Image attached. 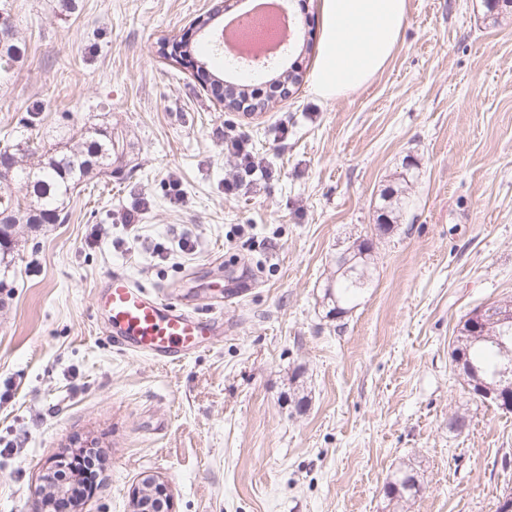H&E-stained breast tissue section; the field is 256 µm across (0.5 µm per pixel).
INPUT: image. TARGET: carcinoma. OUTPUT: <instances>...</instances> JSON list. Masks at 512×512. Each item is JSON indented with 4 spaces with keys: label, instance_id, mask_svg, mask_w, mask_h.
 Listing matches in <instances>:
<instances>
[{
    "label": "carcinoma",
    "instance_id": "carcinoma-1",
    "mask_svg": "<svg viewBox=\"0 0 512 512\" xmlns=\"http://www.w3.org/2000/svg\"><path fill=\"white\" fill-rule=\"evenodd\" d=\"M11 0H0V14L8 24L0 23V81L9 82L15 67L24 63L28 47L12 14ZM13 158H24L26 163L16 164L12 172H0V215L7 226L0 228V236L8 234L10 224H62L68 217L67 205L73 194L81 191L86 182L99 177L112 176V160L122 158L120 141L112 130L94 127L80 130L69 141L59 146L46 147L21 139L3 148ZM382 209L388 213L381 231L391 228L407 206L403 190H391L382 196ZM367 243L359 244L358 251L350 253L349 264L336 267L333 291L325 292L330 305L329 313L340 317L354 308V302L368 285L372 255H363ZM501 325L494 315L485 317L479 330L459 323L453 341L452 362L464 387L474 397L483 399V392L493 383L489 376L498 362L499 350L494 337ZM417 479L408 470H397L387 483L386 496L391 501L407 503L416 498Z\"/></svg>",
    "mask_w": 512,
    "mask_h": 512
}]
</instances>
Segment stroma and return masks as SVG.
<instances>
[{
    "mask_svg": "<svg viewBox=\"0 0 512 512\" xmlns=\"http://www.w3.org/2000/svg\"><path fill=\"white\" fill-rule=\"evenodd\" d=\"M248 3L14 0L28 57L0 86V148L107 126L125 156L71 197L66 223L8 233L0 512H32L46 467L91 441L107 467L77 512H129L148 473L172 512H397L385 485L405 466L423 486L410 512H495L512 492V412L472 398L451 361L461 318L512 297V7L408 0L388 64L325 100L308 81L322 0H292L304 79L247 115L162 47L207 44L190 21ZM228 135L248 139L260 173L237 175ZM389 187L411 206L382 234ZM362 240L372 283L329 317L336 256ZM115 272L201 312L227 284L250 288L225 297L222 335L168 362L107 335L97 293Z\"/></svg>",
    "mask_w": 512,
    "mask_h": 512,
    "instance_id": "obj_1",
    "label": "stroma"
}]
</instances>
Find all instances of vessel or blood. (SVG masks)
<instances>
[{
  "label": "vessel or blood",
  "instance_id": "obj_1",
  "mask_svg": "<svg viewBox=\"0 0 512 512\" xmlns=\"http://www.w3.org/2000/svg\"><path fill=\"white\" fill-rule=\"evenodd\" d=\"M98 297L113 343L157 359L177 360L203 347L221 323L213 313L181 309L124 273L104 281Z\"/></svg>",
  "mask_w": 512,
  "mask_h": 512
}]
</instances>
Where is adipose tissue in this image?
<instances>
[{"label": "adipose tissue", "instance_id": "obj_1", "mask_svg": "<svg viewBox=\"0 0 512 512\" xmlns=\"http://www.w3.org/2000/svg\"><path fill=\"white\" fill-rule=\"evenodd\" d=\"M407 0H323L324 38L312 73L323 99L356 91L387 64L406 17Z\"/></svg>", "mask_w": 512, "mask_h": 512}]
</instances>
